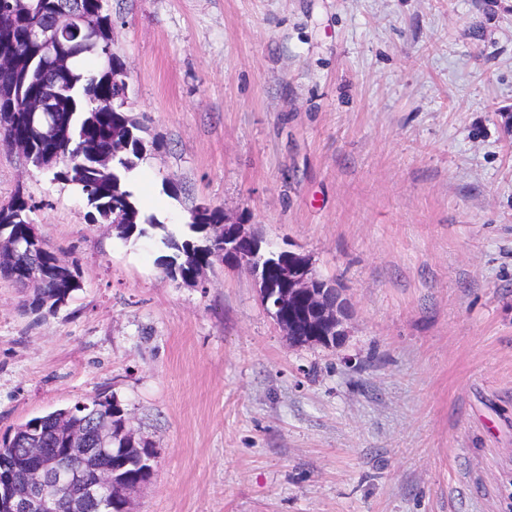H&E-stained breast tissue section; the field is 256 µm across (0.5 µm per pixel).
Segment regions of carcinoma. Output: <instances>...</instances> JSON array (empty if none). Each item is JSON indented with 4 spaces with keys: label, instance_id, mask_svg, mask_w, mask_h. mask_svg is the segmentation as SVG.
Instances as JSON below:
<instances>
[{
    "label": "carcinoma",
    "instance_id": "carcinoma-1",
    "mask_svg": "<svg viewBox=\"0 0 512 512\" xmlns=\"http://www.w3.org/2000/svg\"><path fill=\"white\" fill-rule=\"evenodd\" d=\"M38 16L46 24L47 36L60 43L67 56L66 65L57 70L41 58L34 57V47L27 40L32 18L21 11L13 25L0 29V55L13 58L15 70L0 72V85L15 80L25 82V94L46 90L54 98L53 122L58 137L53 141L40 138L31 125L29 113L18 112L7 127L0 128V140H25L38 155L49 156L46 172L52 180L78 188L86 201L88 219L92 223L111 224L119 221V236L128 240L148 235L149 229L161 226L153 214L143 211L133 194L125 188V176L146 157L147 144L139 135L141 127L130 120V97L127 82L121 80L126 64L112 51V6L110 0H40ZM87 10L98 18V38L87 41L76 31H62L54 26L57 15L63 12ZM10 202L22 212L23 219L11 224L0 222V233L23 238L35 228L30 214L35 209L31 198L16 190ZM224 222V208L193 207L189 211L188 234L178 239L164 238L171 250L158 264L170 265L176 271L167 276L187 280L202 264H212L224 252V239L207 237L206 227ZM45 274L39 300L50 301L47 312L54 314L68 304L81 288L75 279L77 262L64 261L57 251L42 243L34 253H18L10 265L0 270V276L16 285L34 273ZM85 420L91 447H96L97 423L105 421L112 430V468L135 483L145 479L142 469L131 465V459L147 452L134 449L124 432L126 410L113 395H97L82 408L73 405ZM25 447L20 428L0 438V458L13 455V449Z\"/></svg>",
    "mask_w": 512,
    "mask_h": 512
}]
</instances>
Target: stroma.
I'll list each match as a JSON object with an SVG mask.
<instances>
[{
    "instance_id": "obj_1",
    "label": "stroma",
    "mask_w": 512,
    "mask_h": 512,
    "mask_svg": "<svg viewBox=\"0 0 512 512\" xmlns=\"http://www.w3.org/2000/svg\"><path fill=\"white\" fill-rule=\"evenodd\" d=\"M111 5L162 226L0 146L82 281L39 318L0 279V436L112 394L157 454L134 512H512V0ZM200 203L310 258L343 344H292L244 270L167 277Z\"/></svg>"
}]
</instances>
